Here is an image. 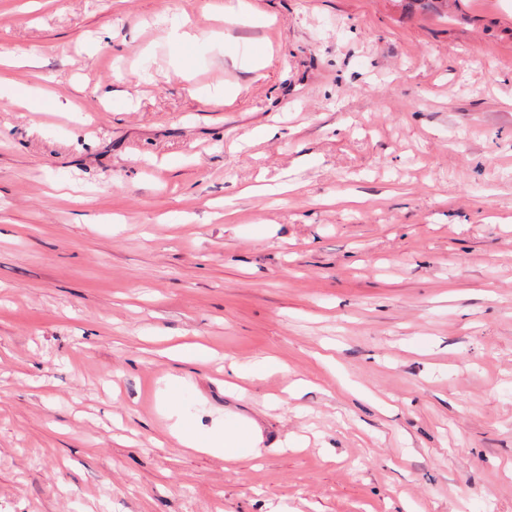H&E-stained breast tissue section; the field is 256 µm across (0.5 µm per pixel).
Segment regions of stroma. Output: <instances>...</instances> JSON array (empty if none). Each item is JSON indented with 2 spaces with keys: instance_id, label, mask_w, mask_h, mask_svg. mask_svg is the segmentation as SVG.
Returning <instances> with one entry per match:
<instances>
[{
  "instance_id": "1",
  "label": "stroma",
  "mask_w": 512,
  "mask_h": 512,
  "mask_svg": "<svg viewBox=\"0 0 512 512\" xmlns=\"http://www.w3.org/2000/svg\"><path fill=\"white\" fill-rule=\"evenodd\" d=\"M0 72V512H512V0H0Z\"/></svg>"
}]
</instances>
